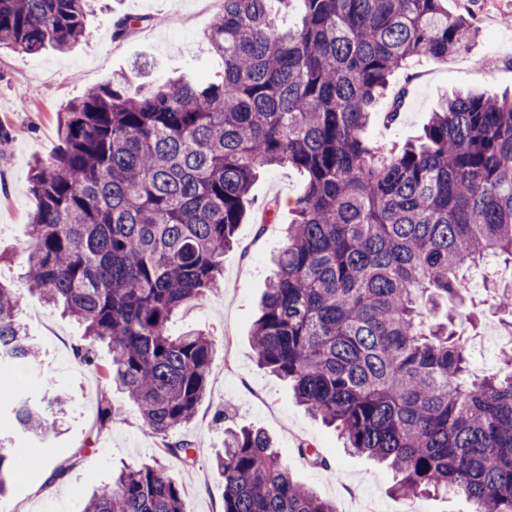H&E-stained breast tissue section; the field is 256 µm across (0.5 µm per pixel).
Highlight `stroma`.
Here are the masks:
<instances>
[{"instance_id": "obj_1", "label": "stroma", "mask_w": 512, "mask_h": 512, "mask_svg": "<svg viewBox=\"0 0 512 512\" xmlns=\"http://www.w3.org/2000/svg\"><path fill=\"white\" fill-rule=\"evenodd\" d=\"M447 2L449 12L469 18L475 38L466 52L448 61L409 60L394 75L372 115V139L398 146L415 139L441 96L453 89L512 92V0ZM215 13V6H203L202 0H94L85 35L69 52H0V134L11 140L9 151L0 154V252L13 257L0 265V282L18 290L19 316L41 348L35 364L0 366V397H27L48 386L69 396L67 412L47 440L15 432L9 408L0 409V433L13 436L20 453L30 460L27 468L17 469L7 495L0 499V512H82L93 492L111 481L113 471L152 460L179 483L186 512H223L224 478L213 457L224 445L225 428L250 424L268 433L299 481L336 506L356 499L374 502L382 512L395 506L406 512H469V504L452 495L394 500L390 470L346 452L336 431L310 417L287 383L258 366L252 326L272 273L271 258L292 218L288 210H281L279 223L262 230L260 211L266 200L288 203L301 193L304 178L297 170L274 167L260 175L250 193L247 218L237 228L236 243L224 254V276L217 291L172 319V333L201 330L215 339L217 348L207 391L192 421L178 433L196 450L192 470L165 454L143 429L134 403L115 386L106 385L96 367L76 359L82 327L21 280L34 207L29 191L32 166L36 159L58 151L57 114L63 105L113 74L130 70L139 60L151 64L144 76L148 82L180 74L198 83L217 80L223 62L204 39ZM124 19L128 27L118 30ZM397 100L402 103L398 121L385 123L383 112ZM455 312L457 331L471 336L472 370L498 371L505 346L483 350L475 337L480 322L505 317L492 293L479 285L471 287L465 304ZM104 395L111 398L116 419L100 433L95 424ZM306 442L320 448L327 466L312 464L300 453ZM60 465L65 473L55 479L53 490H46L45 468Z\"/></svg>"}]
</instances>
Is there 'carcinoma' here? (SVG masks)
<instances>
[{
    "instance_id": "1",
    "label": "carcinoma",
    "mask_w": 512,
    "mask_h": 512,
    "mask_svg": "<svg viewBox=\"0 0 512 512\" xmlns=\"http://www.w3.org/2000/svg\"><path fill=\"white\" fill-rule=\"evenodd\" d=\"M272 0H224L204 34L221 81L133 87L139 69L58 114L59 151L35 163L26 281L73 318L101 367L168 455L207 389L215 340L174 335V312L216 290L259 169L305 176L252 329L258 364L288 381L345 447L385 461L394 495L451 492L472 512H512V357L469 369L454 315L465 273L495 284L512 262V94L444 97L415 141L367 137L371 110L412 57L442 62L475 34L445 0H300L283 30ZM87 0H0V49L67 50ZM16 289L0 284V361H33ZM61 403L21 402L44 436ZM115 418L101 400L98 432ZM18 449L0 438V494ZM224 512H336L294 479L267 433L224 432ZM82 512H186L161 468L122 470Z\"/></svg>"
}]
</instances>
